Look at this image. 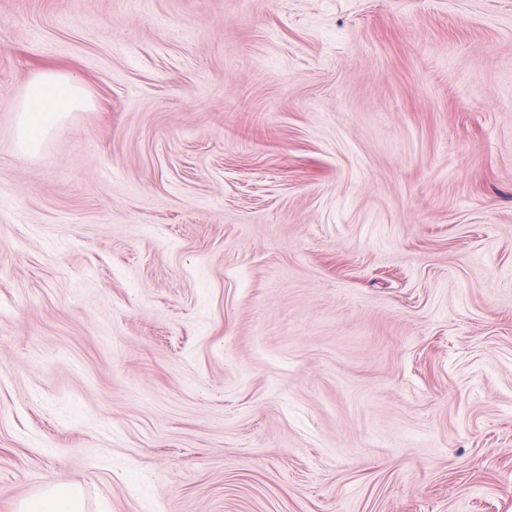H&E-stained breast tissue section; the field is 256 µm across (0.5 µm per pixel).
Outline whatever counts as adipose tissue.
<instances>
[{
    "label": "adipose tissue",
    "mask_w": 512,
    "mask_h": 512,
    "mask_svg": "<svg viewBox=\"0 0 512 512\" xmlns=\"http://www.w3.org/2000/svg\"><path fill=\"white\" fill-rule=\"evenodd\" d=\"M92 100L86 87L72 76L45 71L27 83L18 104V147L38 152L45 138L69 114L87 109ZM81 489L66 483L45 485L23 500L18 512H85Z\"/></svg>",
    "instance_id": "obj_1"
}]
</instances>
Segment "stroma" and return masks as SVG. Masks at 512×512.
<instances>
[{"label":"stroma","mask_w":512,"mask_h":512,"mask_svg":"<svg viewBox=\"0 0 512 512\" xmlns=\"http://www.w3.org/2000/svg\"><path fill=\"white\" fill-rule=\"evenodd\" d=\"M54 482L512 512V0H0V512ZM92 105L86 87L68 74L45 71L27 83L18 104V147L36 153L71 112Z\"/></svg>","instance_id":"stroma-1"}]
</instances>
